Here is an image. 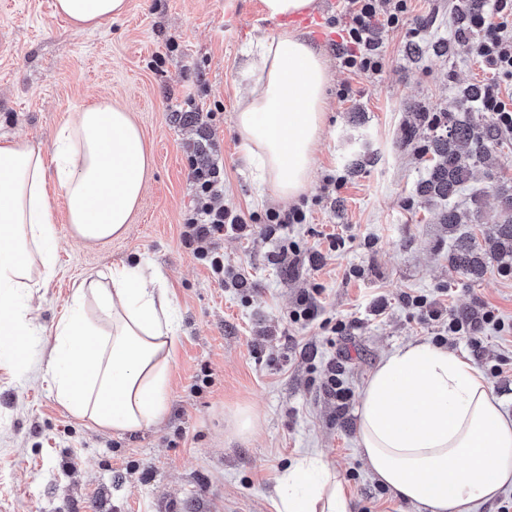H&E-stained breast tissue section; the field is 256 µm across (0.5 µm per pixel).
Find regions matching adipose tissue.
Listing matches in <instances>:
<instances>
[{
	"label": "adipose tissue",
	"instance_id": "obj_1",
	"mask_svg": "<svg viewBox=\"0 0 512 512\" xmlns=\"http://www.w3.org/2000/svg\"><path fill=\"white\" fill-rule=\"evenodd\" d=\"M127 0H56L75 31L122 15ZM251 87L233 117L249 159L285 200L310 185L330 73L299 32L259 40L244 67ZM76 239L120 236L146 186L151 160L130 112L100 99L74 112L55 143ZM56 230L41 151L0 138V356H21L25 300L55 271ZM167 289L136 266L75 283L54 327L47 380L75 418L129 432L158 423L168 399L177 325ZM357 436L373 477L416 512H473L512 486V418L479 371L457 353L415 341L387 354L367 381ZM276 512H351L336 469L308 454L278 475Z\"/></svg>",
	"mask_w": 512,
	"mask_h": 512
}]
</instances>
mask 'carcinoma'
Segmentation results:
<instances>
[{"instance_id":"carcinoma-1","label":"carcinoma","mask_w":512,"mask_h":512,"mask_svg":"<svg viewBox=\"0 0 512 512\" xmlns=\"http://www.w3.org/2000/svg\"><path fill=\"white\" fill-rule=\"evenodd\" d=\"M485 7V0H462L457 8L458 35L464 36L473 26V20ZM484 87L470 84L460 93L461 112H445L437 117L429 112L414 113L413 122L403 130V140L414 143L426 130L435 134L429 137L424 154L430 155L427 176L416 192L430 200L448 201L471 180L478 168L486 165L499 137V128L491 117H476L472 109L482 100ZM500 210L494 223L484 226L485 239L491 243V259L503 266H512V192L499 189ZM476 214L456 206L442 211L441 223L453 233L460 224L472 223ZM448 261L457 271L478 278L487 271L485 255L473 237L456 238L455 248Z\"/></svg>"}]
</instances>
